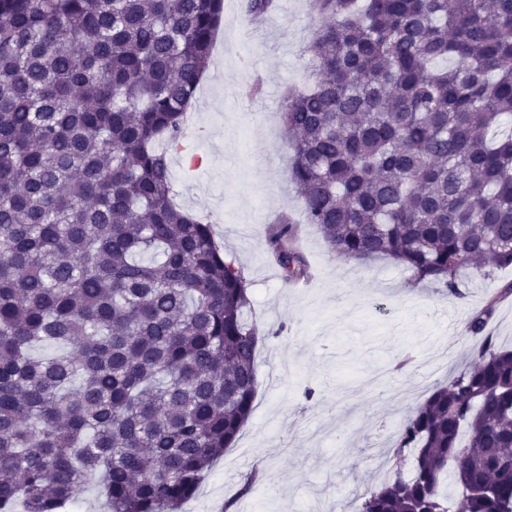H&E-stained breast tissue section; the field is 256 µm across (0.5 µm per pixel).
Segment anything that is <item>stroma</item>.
Masks as SVG:
<instances>
[{
  "label": "stroma",
  "mask_w": 512,
  "mask_h": 512,
  "mask_svg": "<svg viewBox=\"0 0 512 512\" xmlns=\"http://www.w3.org/2000/svg\"><path fill=\"white\" fill-rule=\"evenodd\" d=\"M243 0H224V21L200 86L206 104L173 165L175 201L210 216L225 254L249 284L260 334L252 414L183 512H357L364 496L395 476L394 433L435 385L473 361L469 318L512 286V267L486 278L462 274V294L415 282L389 259L331 253L303 226L306 287L285 284L269 257L271 215H300L288 176V136L279 106L287 87L309 81L301 53L319 19L310 0H277L266 37L238 38ZM260 79L263 93L244 88ZM266 477L248 495L246 474Z\"/></svg>",
  "instance_id": "obj_1"
}]
</instances>
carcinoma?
I'll use <instances>...</instances> for the list:
<instances>
[{"mask_svg": "<svg viewBox=\"0 0 512 512\" xmlns=\"http://www.w3.org/2000/svg\"><path fill=\"white\" fill-rule=\"evenodd\" d=\"M313 84L281 102L303 223L460 294L512 266V0H313ZM274 0H244L258 18ZM223 0H0V512H182L252 411L258 336L236 260L173 203L169 151ZM287 212L265 239L309 277ZM399 426L408 478L359 512H512V349ZM469 439L462 442V428ZM72 512H104L105 497L95 481H89L75 495Z\"/></svg>", "mask_w": 512, "mask_h": 512, "instance_id": "carcinoma-1", "label": "carcinoma"}]
</instances>
